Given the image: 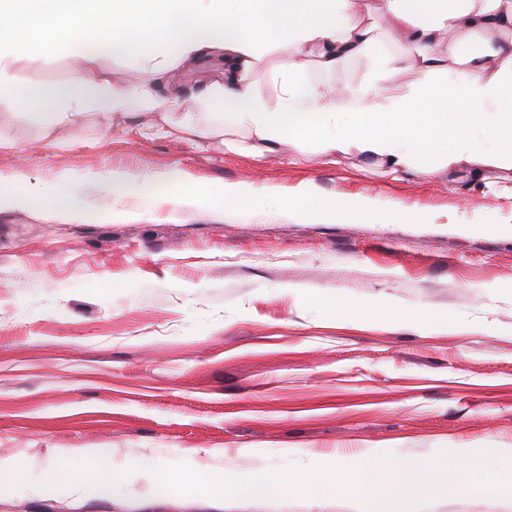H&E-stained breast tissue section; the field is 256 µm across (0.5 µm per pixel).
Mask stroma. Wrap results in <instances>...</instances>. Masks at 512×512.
Here are the masks:
<instances>
[{
  "label": "stroma",
  "mask_w": 512,
  "mask_h": 512,
  "mask_svg": "<svg viewBox=\"0 0 512 512\" xmlns=\"http://www.w3.org/2000/svg\"><path fill=\"white\" fill-rule=\"evenodd\" d=\"M170 91L191 112L223 67H180ZM0 171L37 190L55 174L112 167L145 177L316 185L412 210L403 224H309L287 212L174 215L124 222L40 210L0 212V457L33 471L64 448H106L120 467L196 451L204 473L366 462L387 448L448 476L449 448L512 481V237L466 224H512V169L490 185L393 175L356 155L283 147L256 158L218 140L168 134L96 113L55 143L0 115ZM140 287H128L129 279ZM321 289L353 304L379 298L449 310L457 325L418 332L373 319L339 324L288 296ZM130 487L79 500L16 494L0 512H347L345 494L198 499ZM432 512H512V499L436 494Z\"/></svg>",
  "instance_id": "obj_1"
}]
</instances>
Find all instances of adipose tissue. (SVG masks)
<instances>
[{
    "label": "adipose tissue",
    "mask_w": 512,
    "mask_h": 512,
    "mask_svg": "<svg viewBox=\"0 0 512 512\" xmlns=\"http://www.w3.org/2000/svg\"><path fill=\"white\" fill-rule=\"evenodd\" d=\"M358 0H0V111L42 110L46 129L88 111L134 116L202 139L228 136V145L257 157L282 145L332 157L356 154L388 172L447 173L449 179L487 182L486 167L512 168V50L489 42L512 33V0H388L406 31L400 53L378 44L360 15ZM447 32L446 52L436 49ZM133 59L144 74L136 85L96 77L105 53ZM288 55L278 75L276 105L253 79L258 62ZM219 57L223 81L200 87L196 111L174 118L177 100L158 93L173 70ZM373 61V78L336 93L313 82L309 66L336 70L344 61ZM66 61L68 79L48 90L22 88L15 67ZM418 78L401 95L386 94L385 77L399 68ZM27 177L0 172V212L43 210L87 220L126 221L138 211L99 208L114 199L146 197L154 205L191 215L202 209L228 216L284 209L300 221L391 224L408 208L363 197L330 198L311 184L280 193L245 183L199 181L180 171L138 178L100 167L63 172L39 192ZM450 484L460 494L511 496L512 483L492 484L453 449Z\"/></svg>",
    "instance_id": "ef3b65f1"
}]
</instances>
